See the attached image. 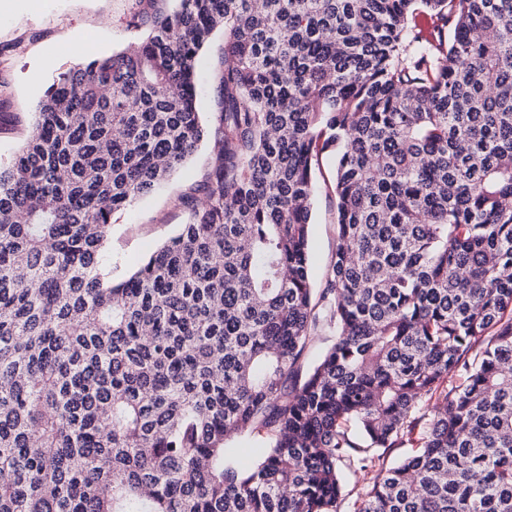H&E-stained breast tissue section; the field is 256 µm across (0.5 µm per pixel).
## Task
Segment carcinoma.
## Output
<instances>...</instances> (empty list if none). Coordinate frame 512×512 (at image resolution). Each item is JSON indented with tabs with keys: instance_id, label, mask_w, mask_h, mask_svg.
<instances>
[{
	"instance_id": "1",
	"label": "carcinoma",
	"mask_w": 512,
	"mask_h": 512,
	"mask_svg": "<svg viewBox=\"0 0 512 512\" xmlns=\"http://www.w3.org/2000/svg\"><path fill=\"white\" fill-rule=\"evenodd\" d=\"M155 2L0 164V512H340L346 470L355 512H512V0ZM218 28L202 201L115 280L112 214L206 139ZM335 164L323 157L314 176L312 198L313 224L310 235L311 281L314 288H323L325 276L336 246V201L334 189Z\"/></svg>"
}]
</instances>
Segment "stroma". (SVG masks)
<instances>
[{
	"instance_id": "35a3bbf8",
	"label": "stroma",
	"mask_w": 512,
	"mask_h": 512,
	"mask_svg": "<svg viewBox=\"0 0 512 512\" xmlns=\"http://www.w3.org/2000/svg\"><path fill=\"white\" fill-rule=\"evenodd\" d=\"M104 16L110 17L112 24L101 31L97 24ZM130 16L131 0H40L38 10L20 6L0 17L1 160H8L27 138L33 110L47 86L76 62L73 46L79 35L97 30L93 55L111 54L129 45ZM223 46V33H216L201 52L197 66L199 107L208 122L219 109L216 68ZM212 150V142H205L163 189L113 214L103 262L104 271L113 279L126 277L186 222L184 201L195 196ZM334 169L333 159L323 158L314 176L310 274L317 289L324 285L336 246Z\"/></svg>"
}]
</instances>
